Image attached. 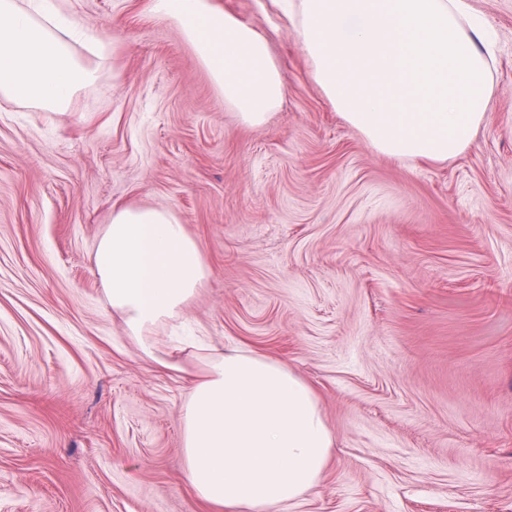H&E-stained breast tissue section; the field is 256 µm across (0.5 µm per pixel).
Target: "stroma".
I'll list each match as a JSON object with an SVG mask.
<instances>
[{
    "label": "stroma",
    "instance_id": "stroma-1",
    "mask_svg": "<svg viewBox=\"0 0 512 512\" xmlns=\"http://www.w3.org/2000/svg\"><path fill=\"white\" fill-rule=\"evenodd\" d=\"M495 96L445 163L378 153L270 0H223L287 83L241 123L146 0H68L113 56L62 114L0 98V512H199L183 372L123 334L93 244L113 203L173 208L212 276L188 323L316 391L335 447L288 512H512V0Z\"/></svg>",
    "mask_w": 512,
    "mask_h": 512
}]
</instances>
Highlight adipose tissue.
Returning a JSON list of instances; mask_svg holds the SVG:
<instances>
[{
	"mask_svg": "<svg viewBox=\"0 0 512 512\" xmlns=\"http://www.w3.org/2000/svg\"><path fill=\"white\" fill-rule=\"evenodd\" d=\"M315 83L379 153L445 162L470 146L495 93L489 36L468 0H283ZM179 27L239 120L281 102L266 39L217 0H149ZM92 34L67 0H0V96L64 108L96 69L75 56ZM93 261L109 307L146 355L183 317L211 269L169 207L113 205ZM181 407L183 473L209 512H281L318 486L335 441L311 386L245 345L210 349Z\"/></svg>",
	"mask_w": 512,
	"mask_h": 512,
	"instance_id": "adipose-tissue-1",
	"label": "adipose tissue"
}]
</instances>
